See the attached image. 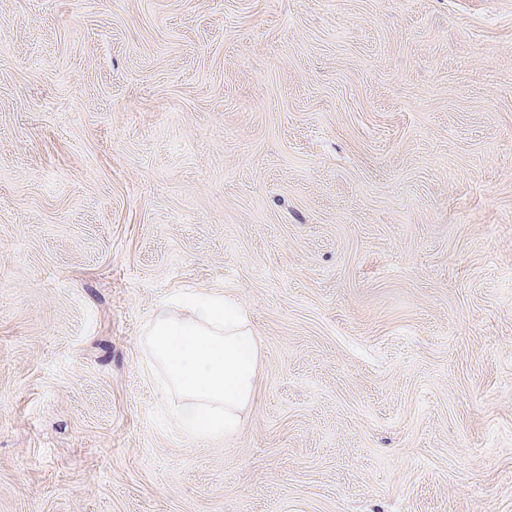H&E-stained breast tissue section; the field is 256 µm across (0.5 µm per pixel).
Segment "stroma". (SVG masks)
<instances>
[{
    "label": "stroma",
    "instance_id": "35a3bbf8",
    "mask_svg": "<svg viewBox=\"0 0 512 512\" xmlns=\"http://www.w3.org/2000/svg\"><path fill=\"white\" fill-rule=\"evenodd\" d=\"M0 512H512V0H0ZM184 312L158 307L146 334L151 354L185 399L173 420L184 430L234 435L252 401L260 357L250 319L218 294Z\"/></svg>",
    "mask_w": 512,
    "mask_h": 512
}]
</instances>
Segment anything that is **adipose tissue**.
<instances>
[{"instance_id":"1","label":"adipose tissue","mask_w":512,"mask_h":512,"mask_svg":"<svg viewBox=\"0 0 512 512\" xmlns=\"http://www.w3.org/2000/svg\"><path fill=\"white\" fill-rule=\"evenodd\" d=\"M146 345L185 399L173 415L177 426L206 434L239 432L260 357L250 319L240 306L217 294L194 301L181 313L160 306Z\"/></svg>"}]
</instances>
